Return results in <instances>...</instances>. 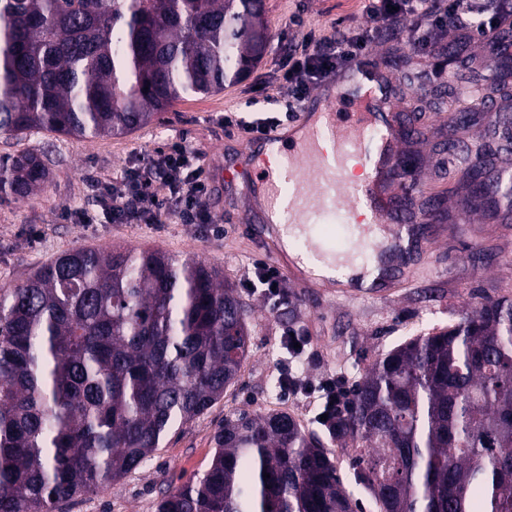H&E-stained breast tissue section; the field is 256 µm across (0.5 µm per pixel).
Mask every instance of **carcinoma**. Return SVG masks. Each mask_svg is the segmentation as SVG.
Here are the masks:
<instances>
[{
  "mask_svg": "<svg viewBox=\"0 0 512 512\" xmlns=\"http://www.w3.org/2000/svg\"><path fill=\"white\" fill-rule=\"evenodd\" d=\"M264 0H0V132L129 134L185 94L246 78L270 36ZM448 120L457 208L512 215V163ZM0 158V194L46 182ZM248 313L224 277L158 250L74 249L0 287V512H62L116 484L238 383ZM354 443L378 512H512V301L413 336L363 374L327 428ZM209 469L157 512H357L333 453L289 413L241 410ZM269 477H263V474Z\"/></svg>",
  "mask_w": 512,
  "mask_h": 512,
  "instance_id": "carcinoma-1",
  "label": "carcinoma"
}]
</instances>
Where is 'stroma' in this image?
Returning a JSON list of instances; mask_svg holds the SVG:
<instances>
[{"label":"stroma","mask_w":512,"mask_h":512,"mask_svg":"<svg viewBox=\"0 0 512 512\" xmlns=\"http://www.w3.org/2000/svg\"><path fill=\"white\" fill-rule=\"evenodd\" d=\"M265 9L270 47L247 79L224 91L182 97L161 118L125 136L79 141L47 132L0 133V156L34 152L50 172L40 191L28 199L0 197V286L23 283L34 270L75 248H153L179 258L191 256L222 271L250 315V356L238 384L207 412L172 429L148 461L117 486L78 498L68 512H156L167 492L208 470L215 431L242 409L292 407L306 430L323 434L311 398L287 394L277 384V365L286 355L281 344L284 328L310 338L298 365L304 380L313 383L342 372L353 384L408 336L448 326L486 299L512 300V228L503 231L494 257L486 262L474 259L472 248L488 227L479 214L459 224L457 232L438 237L427 253L413 257L407 287L393 296L329 299L292 291L273 310L261 292L244 285L254 274L256 253L236 231L247 219L236 195H229L211 226L183 224L173 216L161 224L70 220L72 210L96 207L87 188L89 177L113 180L167 144L179 142L198 150L208 165L218 159L234 163L246 134L239 126H225L224 117L230 113L249 121L258 113L285 112L288 87L280 69L286 45L309 29L328 30L340 21L368 22L360 0H265ZM452 44L462 47L463 60L475 72L490 66L486 42L465 38L460 30L449 31L429 56L417 53L404 39L385 35L369 47L389 71L388 92L398 114L413 119L420 131L418 138L401 145L420 176L417 197L441 202L449 214L456 201L448 192L452 165L439 143L448 134L449 114L461 111L466 100L462 85L450 83L444 65Z\"/></svg>","instance_id":"stroma-1"}]
</instances>
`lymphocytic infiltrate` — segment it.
<instances>
[{"instance_id":"lymphocytic-infiltrate-1","label":"lymphocytic infiltrate","mask_w":512,"mask_h":512,"mask_svg":"<svg viewBox=\"0 0 512 512\" xmlns=\"http://www.w3.org/2000/svg\"><path fill=\"white\" fill-rule=\"evenodd\" d=\"M366 13L373 28L337 27L329 34L307 33L290 44L283 56L281 78L293 104L307 99L319 82L366 52L373 35L402 36L417 52L431 54L451 29H465L478 37L512 29V0H367ZM92 190L107 220L154 224L161 212L172 211L185 224L214 221L212 189L198 152L180 143L155 150L145 163L127 169L112 184L92 181ZM309 339L284 334L286 358L278 372L285 392L313 397L318 414L342 411L348 389L342 376L333 374L318 384L304 383L293 370Z\"/></svg>"}]
</instances>
